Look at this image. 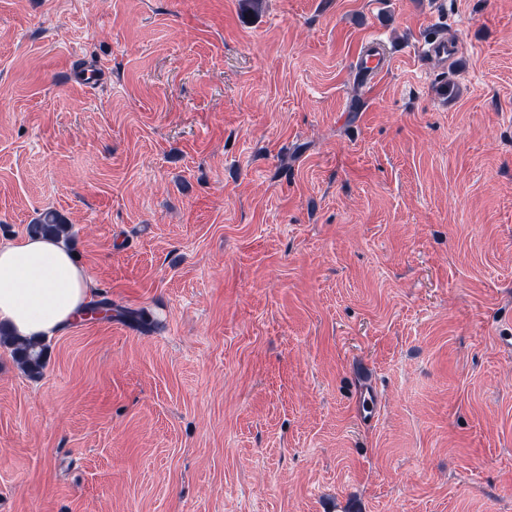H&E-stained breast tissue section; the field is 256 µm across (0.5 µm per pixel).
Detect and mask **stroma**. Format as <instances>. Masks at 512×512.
<instances>
[{
	"label": "stroma",
	"instance_id": "obj_1",
	"mask_svg": "<svg viewBox=\"0 0 512 512\" xmlns=\"http://www.w3.org/2000/svg\"><path fill=\"white\" fill-rule=\"evenodd\" d=\"M48 210L146 320L0 345V512H512V0H0ZM356 65L371 80L380 76L387 67V58L379 43H370L358 57Z\"/></svg>",
	"mask_w": 512,
	"mask_h": 512
}]
</instances>
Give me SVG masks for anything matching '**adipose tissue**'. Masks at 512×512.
<instances>
[{"mask_svg":"<svg viewBox=\"0 0 512 512\" xmlns=\"http://www.w3.org/2000/svg\"><path fill=\"white\" fill-rule=\"evenodd\" d=\"M89 284L63 242L26 235L0 244V322L19 338L66 331L90 301Z\"/></svg>","mask_w":512,"mask_h":512,"instance_id":"ef3b65f1","label":"adipose tissue"}]
</instances>
